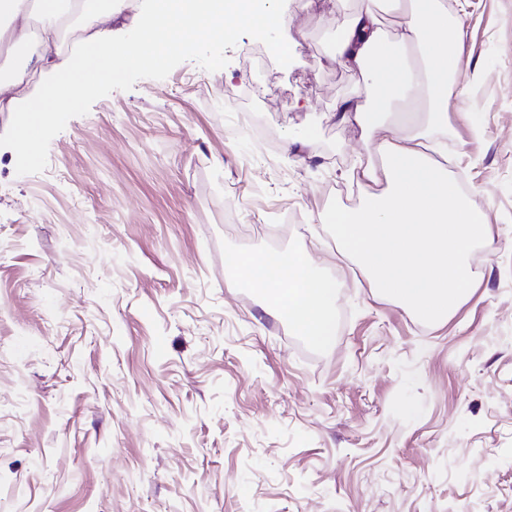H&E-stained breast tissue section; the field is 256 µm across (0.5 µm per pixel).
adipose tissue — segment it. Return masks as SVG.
<instances>
[{"label": "adipose tissue", "mask_w": 512, "mask_h": 512, "mask_svg": "<svg viewBox=\"0 0 512 512\" xmlns=\"http://www.w3.org/2000/svg\"><path fill=\"white\" fill-rule=\"evenodd\" d=\"M128 6L129 0H0V112L20 116L18 151L38 154L49 114L201 37L253 25L277 32L273 51L288 52L292 19L278 0H147L134 41L118 44L112 18ZM390 7L392 34L379 26L377 0H362L336 42L337 59L372 82L377 102L348 99L338 107L341 119L369 135V159L350 174L366 195L357 208L329 210L322 221L382 298L440 323L473 292V247L493 253L497 242L486 216L434 158L442 149L435 135L448 125V79L463 72L464 34L448 26V0H390ZM66 10L75 16L72 66L63 60L59 25ZM35 81L42 85L37 96L28 91ZM232 264L299 335L332 344L338 284L303 251L279 262L241 251Z\"/></svg>", "instance_id": "ef3b65f1"}]
</instances>
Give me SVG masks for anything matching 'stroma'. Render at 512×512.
Wrapping results in <instances>:
<instances>
[{
	"mask_svg": "<svg viewBox=\"0 0 512 512\" xmlns=\"http://www.w3.org/2000/svg\"><path fill=\"white\" fill-rule=\"evenodd\" d=\"M358 0L173 52L47 124L0 112V512H512V0L465 34L448 174L500 242L430 324L368 288L320 213L361 200L374 88L333 58ZM295 142L284 155L285 139ZM297 248L336 279L326 348L229 263Z\"/></svg>",
	"mask_w": 512,
	"mask_h": 512,
	"instance_id": "stroma-1",
	"label": "stroma"
}]
</instances>
